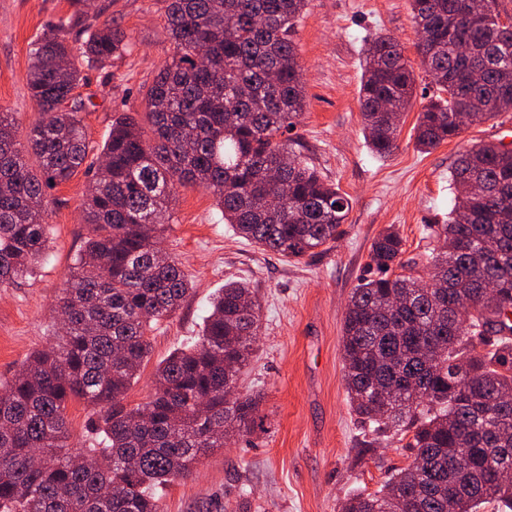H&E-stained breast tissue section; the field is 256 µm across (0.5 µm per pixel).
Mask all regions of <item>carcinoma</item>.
<instances>
[{"label":"carcinoma","mask_w":512,"mask_h":512,"mask_svg":"<svg viewBox=\"0 0 512 512\" xmlns=\"http://www.w3.org/2000/svg\"><path fill=\"white\" fill-rule=\"evenodd\" d=\"M166 2L175 53L147 88L146 125L119 113L91 157L82 103L61 107L84 72L130 51L131 38L110 21L78 27L84 0H71L78 10L31 42L26 84L39 120L26 142L0 109V288L46 254L47 190L82 167L92 174L83 202L90 235L57 302L64 335L0 382V512H160L154 490L224 447L211 430L257 427L261 396L227 397L261 328L259 301L239 281L215 295L197 340L156 368L149 401L126 403L151 333L190 291L156 241L178 188L209 191L240 237L288 259L329 248L351 207L281 140L306 108L294 39L306 0ZM411 6L435 87L416 124L428 152L461 133L457 111L471 100L486 105L472 125L512 112V28L500 26L495 0ZM415 91L397 41L376 38L359 90L372 152L398 148ZM450 181L448 223L428 226L444 250L405 261L400 233H379L345 312L351 408L379 431L411 434L412 455L343 512H479L489 503L512 512V149L474 147ZM74 399L93 407L101 446L71 445Z\"/></svg>","instance_id":"1"}]
</instances>
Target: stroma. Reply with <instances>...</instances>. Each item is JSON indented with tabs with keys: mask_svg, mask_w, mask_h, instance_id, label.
<instances>
[{
	"mask_svg": "<svg viewBox=\"0 0 512 512\" xmlns=\"http://www.w3.org/2000/svg\"><path fill=\"white\" fill-rule=\"evenodd\" d=\"M165 0H88L83 20L111 21L132 37L130 53L92 70L74 94L89 144L101 147L118 112L143 118L144 94L173 54L164 27ZM69 0H0V107L20 134L38 120L28 95L29 44ZM400 44L417 80L397 149L373 153L359 104L364 51L378 36ZM307 106L290 137L325 178L351 199L342 234L328 250L286 260L259 250L224 224L212 194L178 189L163 247L182 264L193 289L152 334V352L127 392L128 405L148 401L157 364L199 336L212 296L230 280L249 284L261 309L254 354L239 377L241 393H260L261 429L234 435L199 458L192 474L168 485L161 512H340L353 492L378 490L411 451L400 435H376L352 412L341 351L347 303L369 261L373 239L395 226L406 256L437 248L427 227L444 224L454 206L450 171L482 142L512 143V113L465 128L423 153L415 125L428 78L417 52L410 0H308L295 33ZM84 173L49 192V257L0 288V380H9L36 350L56 342L55 302L88 234Z\"/></svg>",
	"mask_w": 512,
	"mask_h": 512,
	"instance_id": "35a3bbf8",
	"label": "stroma"
}]
</instances>
